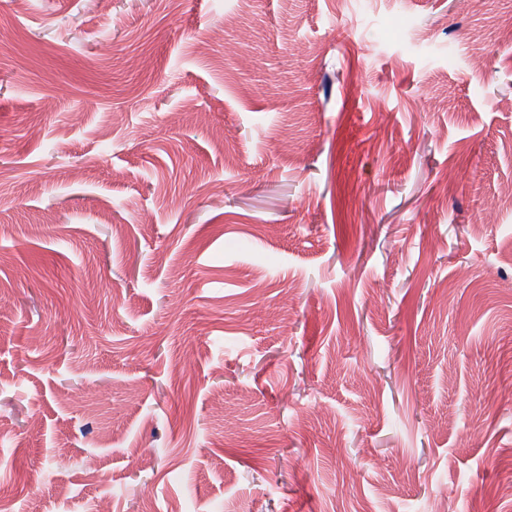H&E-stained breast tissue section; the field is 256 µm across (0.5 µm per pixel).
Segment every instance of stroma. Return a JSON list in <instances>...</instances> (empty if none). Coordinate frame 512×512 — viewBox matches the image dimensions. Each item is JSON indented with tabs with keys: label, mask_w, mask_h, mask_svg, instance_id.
Returning <instances> with one entry per match:
<instances>
[{
	"label": "stroma",
	"mask_w": 512,
	"mask_h": 512,
	"mask_svg": "<svg viewBox=\"0 0 512 512\" xmlns=\"http://www.w3.org/2000/svg\"><path fill=\"white\" fill-rule=\"evenodd\" d=\"M511 25L0 0V512H512Z\"/></svg>",
	"instance_id": "1"
}]
</instances>
